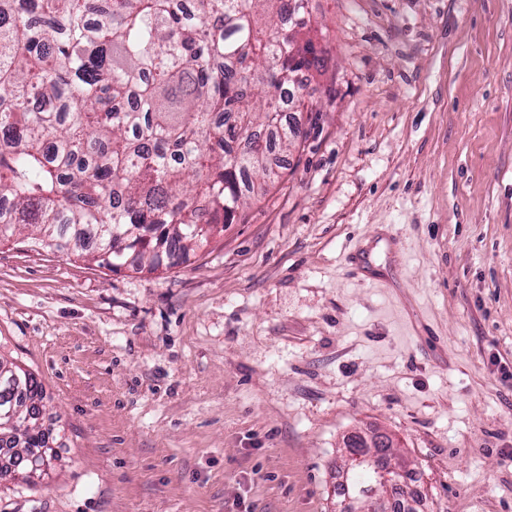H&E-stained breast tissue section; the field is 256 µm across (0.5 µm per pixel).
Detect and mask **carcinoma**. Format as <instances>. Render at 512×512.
<instances>
[{
	"mask_svg": "<svg viewBox=\"0 0 512 512\" xmlns=\"http://www.w3.org/2000/svg\"><path fill=\"white\" fill-rule=\"evenodd\" d=\"M290 0H0V240L22 236L116 269L133 256L185 254L266 191L269 154L306 132L275 116L308 111L302 80L326 71L313 39L294 53ZM43 384L0 360V437L26 480L44 459ZM353 455L375 438L356 434ZM347 496L376 492L369 462L343 473Z\"/></svg>",
	"mask_w": 512,
	"mask_h": 512,
	"instance_id": "obj_1",
	"label": "carcinoma"
}]
</instances>
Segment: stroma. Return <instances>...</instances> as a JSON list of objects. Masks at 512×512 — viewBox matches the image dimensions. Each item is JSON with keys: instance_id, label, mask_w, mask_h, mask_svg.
<instances>
[{"instance_id": "obj_1", "label": "stroma", "mask_w": 512, "mask_h": 512, "mask_svg": "<svg viewBox=\"0 0 512 512\" xmlns=\"http://www.w3.org/2000/svg\"><path fill=\"white\" fill-rule=\"evenodd\" d=\"M308 9L307 136L223 232L154 273L0 243L58 455L0 512H336L379 432L424 512H512V0Z\"/></svg>"}]
</instances>
